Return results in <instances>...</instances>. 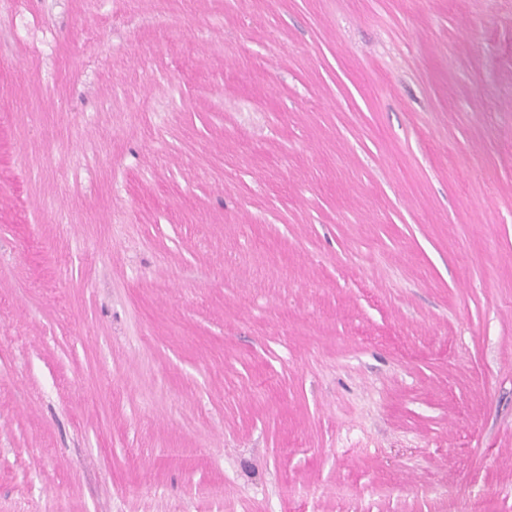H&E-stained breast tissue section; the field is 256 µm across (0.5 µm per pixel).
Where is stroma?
<instances>
[{
	"instance_id": "35a3bbf8",
	"label": "stroma",
	"mask_w": 512,
	"mask_h": 512,
	"mask_svg": "<svg viewBox=\"0 0 512 512\" xmlns=\"http://www.w3.org/2000/svg\"><path fill=\"white\" fill-rule=\"evenodd\" d=\"M0 512H512V0H0Z\"/></svg>"
}]
</instances>
